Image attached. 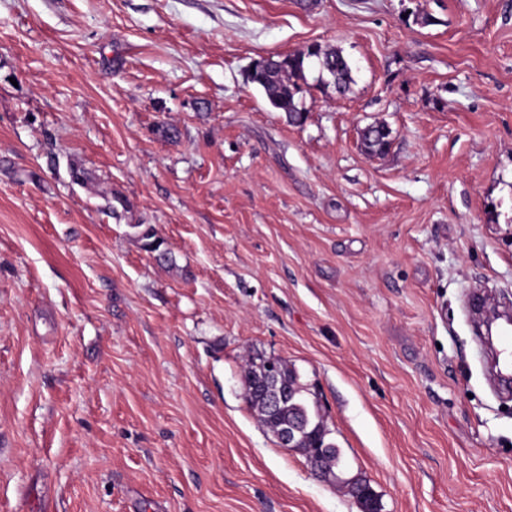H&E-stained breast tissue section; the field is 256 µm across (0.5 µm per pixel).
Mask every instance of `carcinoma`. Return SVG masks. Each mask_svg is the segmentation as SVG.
<instances>
[{
	"instance_id": "carcinoma-1",
	"label": "carcinoma",
	"mask_w": 512,
	"mask_h": 512,
	"mask_svg": "<svg viewBox=\"0 0 512 512\" xmlns=\"http://www.w3.org/2000/svg\"><path fill=\"white\" fill-rule=\"evenodd\" d=\"M317 62L319 72L327 73L339 93L346 92L352 82L351 67L339 52H327L311 47L304 52L271 57L255 64L249 76V82L261 90L269 103L284 112L288 120L301 125L306 119V110L300 105L298 95L307 84L306 70L311 62ZM139 240L149 252L165 262L172 261L169 252L161 249L162 242L156 237L149 224H135ZM283 383L288 388V402L281 410V418H294L300 413L308 418V429L316 432L324 430L321 404L318 397L299 380L295 369L279 360ZM348 493L359 503L362 512H379L375 503V494L369 482L359 476L342 481Z\"/></svg>"
}]
</instances>
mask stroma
Instances as JSON below:
<instances>
[{
    "mask_svg": "<svg viewBox=\"0 0 512 512\" xmlns=\"http://www.w3.org/2000/svg\"><path fill=\"white\" fill-rule=\"evenodd\" d=\"M313 44L353 81L295 126L246 74ZM476 289L512 305V0H0V512H361L257 352L381 512H512ZM139 240L142 241L143 247L149 252H157V257L165 262H172L167 250H160L162 242L156 237V233L150 224H135ZM275 361L274 358L266 362V377L259 386V390L265 395L267 412L276 415L288 396V402L281 410V418H295L299 413H305L308 418V430L322 432L325 429L324 419L320 413L321 404L318 397L300 382L295 369L279 358L283 383L288 391L283 389L282 385L278 384L279 366ZM276 439L280 448L302 452L310 462L314 455H319L325 449L317 448L319 443L314 441L306 432L305 424L301 418H296L281 425L276 433Z\"/></svg>",
    "mask_w": 512,
    "mask_h": 512,
    "instance_id": "35a3bbf8",
    "label": "stroma"
}]
</instances>
